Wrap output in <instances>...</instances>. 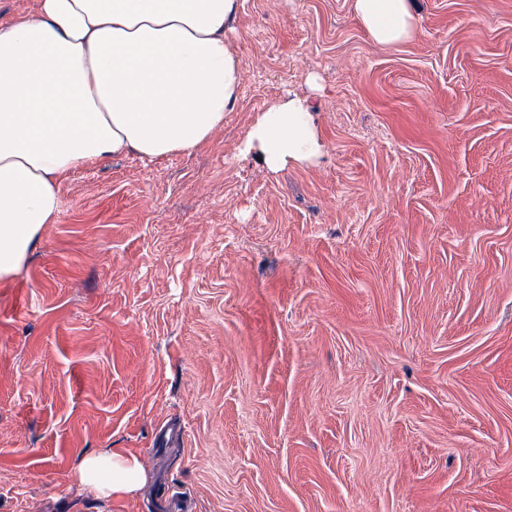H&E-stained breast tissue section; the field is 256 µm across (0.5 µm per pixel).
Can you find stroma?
Segmentation results:
<instances>
[{
    "label": "stroma",
    "mask_w": 512,
    "mask_h": 512,
    "mask_svg": "<svg viewBox=\"0 0 512 512\" xmlns=\"http://www.w3.org/2000/svg\"><path fill=\"white\" fill-rule=\"evenodd\" d=\"M242 0L238 103L190 154L61 181L0 281V512H512V0ZM309 99L319 161L268 171ZM120 452L145 479L76 475ZM411 0H354V10L361 26L378 43L400 46L411 41L417 20ZM324 149L310 102L294 95L260 115L244 151L254 154L268 170L277 171L293 163L313 164ZM77 475L80 481L99 496L131 494L144 481L143 470L134 456L112 453L110 456H85Z\"/></svg>",
    "instance_id": "stroma-1"
}]
</instances>
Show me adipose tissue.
I'll list each match as a JSON object with an SVG mask.
<instances>
[{
  "mask_svg": "<svg viewBox=\"0 0 512 512\" xmlns=\"http://www.w3.org/2000/svg\"><path fill=\"white\" fill-rule=\"evenodd\" d=\"M241 0H40L36 16L0 26V280L24 262L59 211L61 178L108 156L148 160L197 149L224 123L241 74L230 24ZM378 43L411 41L410 0H354ZM325 145L307 99L263 112L246 153L271 171L315 163ZM97 495L135 492L132 456L83 457Z\"/></svg>",
  "mask_w": 512,
  "mask_h": 512,
  "instance_id": "ef3b65f1",
  "label": "adipose tissue"
}]
</instances>
